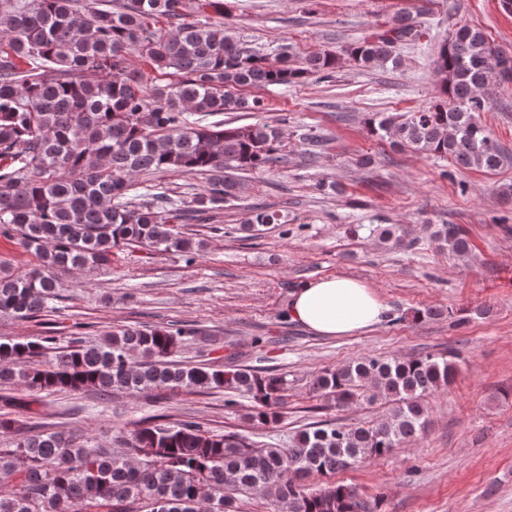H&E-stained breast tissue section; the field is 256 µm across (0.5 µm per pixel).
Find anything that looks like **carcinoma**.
Returning a JSON list of instances; mask_svg holds the SVG:
<instances>
[{
	"label": "carcinoma",
	"mask_w": 512,
	"mask_h": 512,
	"mask_svg": "<svg viewBox=\"0 0 512 512\" xmlns=\"http://www.w3.org/2000/svg\"><path fill=\"white\" fill-rule=\"evenodd\" d=\"M224 0H0V235L16 236L36 258L23 271L0 260V317L25 321L65 299L57 272L89 273L112 262L115 247L174 252L196 262L201 244L178 225L238 198L233 171L267 172L282 161L280 131L267 123L232 126L226 112H260L263 101L234 94L320 73L334 52L304 58L285 47L273 62L224 35ZM424 36L408 14L344 48L360 67L397 68L398 46ZM137 52L144 66L135 67ZM436 100L416 112L374 115L371 134L465 168L495 170L507 160L483 125L481 96L493 68L512 80V56L478 27L455 25L433 57ZM193 172L207 176L188 200H172L137 178ZM252 208L247 230L279 223ZM389 248L408 246L399 228L370 229ZM448 253L472 251L466 230L443 224ZM198 335L191 324L117 328L98 342L74 336L53 351L52 336L0 340V512H236L231 493L258 491L278 512H377L358 491L333 480L369 457H386L426 432L423 398L456 374L446 357L363 356L319 373L312 392L343 409L359 398L391 404L372 425L315 423L285 444L258 447L214 434L192 419L150 416L119 447L101 448L39 422L36 406L58 393L224 392L254 403L250 421L274 426L288 391L283 375L262 372L234 353L208 363L172 356ZM316 476L322 486L306 480Z\"/></svg>",
	"instance_id": "obj_1"
}]
</instances>
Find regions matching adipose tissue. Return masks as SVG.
<instances>
[{
	"instance_id": "obj_1",
	"label": "adipose tissue",
	"mask_w": 512,
	"mask_h": 512,
	"mask_svg": "<svg viewBox=\"0 0 512 512\" xmlns=\"http://www.w3.org/2000/svg\"><path fill=\"white\" fill-rule=\"evenodd\" d=\"M385 308L362 282L330 277L299 288L288 307L294 321L321 336H348L381 321Z\"/></svg>"
}]
</instances>
